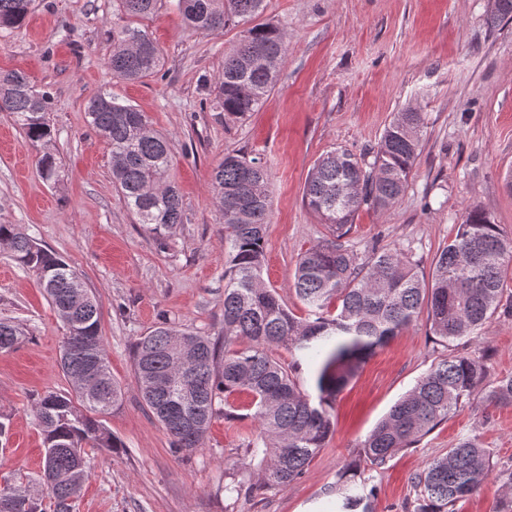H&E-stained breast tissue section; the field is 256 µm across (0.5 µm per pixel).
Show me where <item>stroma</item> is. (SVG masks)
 Listing matches in <instances>:
<instances>
[{
	"instance_id": "obj_1",
	"label": "stroma",
	"mask_w": 512,
	"mask_h": 512,
	"mask_svg": "<svg viewBox=\"0 0 512 512\" xmlns=\"http://www.w3.org/2000/svg\"><path fill=\"white\" fill-rule=\"evenodd\" d=\"M491 0H267L262 21L281 25L288 51L261 109L236 119L213 105V84L240 24L209 33L187 27L175 0L148 21L162 64L139 81L114 79L112 0H36L18 30H0V72L20 70L51 97L54 135L31 143L0 112V224H20L66 260L95 295L101 334L122 399L104 415L121 442L90 448V477L74 512H225L224 471L240 456L252 419L216 418L202 449L174 453L142 401L133 348L160 320L214 336L224 324V226L212 203V173L225 154L259 158L270 175L263 278L296 316L292 290L300 254L332 231L304 205L316 159L345 148L372 157L397 112H422L421 152L406 192L386 213L361 210L345 246L367 257L372 245L408 253L420 275L452 240L468 210L485 213L512 235V23L490 27ZM109 92L144 112L170 142V179L184 221L151 233L137 224L112 184L111 148L86 121L84 105ZM51 151L58 184L41 178ZM504 311L478 339L457 342L484 356L489 378L512 374V267ZM0 318L27 334L0 352V413L12 430L0 450V483L26 482L44 493V438L34 404L70 393L60 367L66 329L36 278L0 248ZM447 349L426 315L377 349L336 396L334 431L304 475L240 504L238 512H327L326 491L354 463L357 445ZM478 436L494 462L512 464V406L474 399L375 472L373 512H403L412 479L459 440Z\"/></svg>"
}]
</instances>
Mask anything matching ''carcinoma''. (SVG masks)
Here are the masks:
<instances>
[{
    "mask_svg": "<svg viewBox=\"0 0 512 512\" xmlns=\"http://www.w3.org/2000/svg\"><path fill=\"white\" fill-rule=\"evenodd\" d=\"M34 0H0V29L21 28ZM119 22L109 32L112 51L107 66L112 77L138 81L153 74L161 52L139 22L152 17L161 0H116ZM189 26L221 32L238 18L246 23L263 13L266 0H178ZM512 21V0H495L493 24ZM284 32L273 24L241 30L237 47L224 56L216 103L225 114L243 117L257 111L274 88L285 60ZM0 112L36 145L51 140L47 95L22 71L0 72ZM89 124L108 142L113 183L137 223L161 230L183 223L182 201L170 181V148L146 115L108 92L89 98ZM422 113L405 109L385 128L373 161L336 148L314 163L304 185L303 200L334 239L301 253L294 274L296 297L307 317L295 316L263 280L265 232L270 213L269 173L261 161L226 154L213 173V205L224 224L229 245L224 271V329L212 338L179 331L162 320L139 338L134 373L142 398L170 437L174 453L194 452L212 420L239 417L228 397H251L258 431L247 438L232 472L224 474V498L235 506L257 491L285 488L300 479L332 433L331 403L361 366L392 337L427 309L439 342L479 337L485 323L501 307L505 270L512 265V238L477 209L467 212L455 237L436 257L425 280L408 257L375 248L367 260L346 249L347 236L359 211L385 213L405 192L420 155ZM39 173L50 184L59 181L60 162L45 151ZM0 246L7 247L24 271L36 275L61 317L66 336L60 366L75 396L48 392L35 403L45 455L41 479L48 507L28 490L0 485V512H73L89 477L83 448L122 447L101 416L122 398L112 377L100 330V310L77 272L60 256L39 245L19 224H0ZM23 331L0 320V351L19 344ZM96 341L101 365L98 392L87 395L78 376L84 370L76 351L81 338ZM179 338L196 341L201 360L191 365L194 395L181 396L182 385L159 379L172 373ZM285 345L310 361L317 398L304 392L289 368L269 355V347ZM478 395L486 405L512 404V375L488 380L480 356L450 353L438 359L417 384L400 398L358 445L359 463L341 471L328 493L342 502L343 512H357L367 495L364 471H379L398 453L412 447L448 420L463 401ZM258 481L252 482L254 468ZM494 478L500 497L493 512H512V466H496L474 438L459 441L432 459L414 477L416 498L405 512H456V504L480 491Z\"/></svg>",
    "mask_w": 512,
    "mask_h": 512,
    "instance_id": "carcinoma-1",
    "label": "carcinoma"
}]
</instances>
